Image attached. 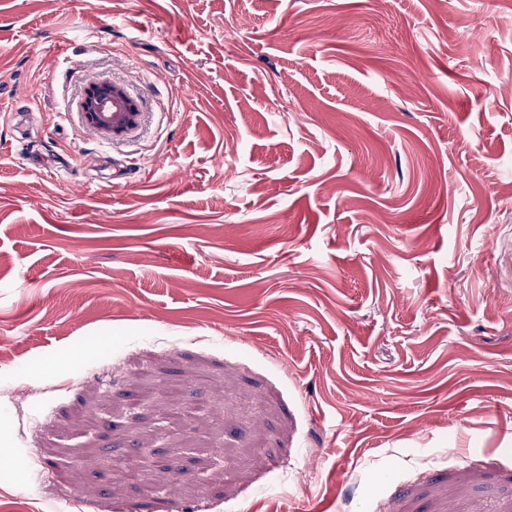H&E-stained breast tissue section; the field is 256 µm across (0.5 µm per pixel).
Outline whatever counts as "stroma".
Listing matches in <instances>:
<instances>
[{
    "label": "stroma",
    "mask_w": 512,
    "mask_h": 512,
    "mask_svg": "<svg viewBox=\"0 0 512 512\" xmlns=\"http://www.w3.org/2000/svg\"><path fill=\"white\" fill-rule=\"evenodd\" d=\"M509 76L512 0H0V512H512ZM124 88L113 83H103L87 89L81 102V110L90 126L100 130L114 131L125 136L133 135L141 128L144 113L140 112L137 100L126 88L129 99L137 112L134 107L127 108L122 104V100L126 97ZM117 112H124L127 117L126 124L121 128L112 127V124L125 119L121 113Z\"/></svg>",
    "instance_id": "1"
}]
</instances>
